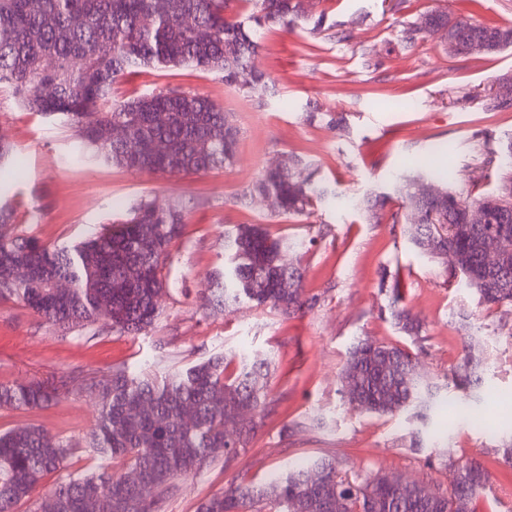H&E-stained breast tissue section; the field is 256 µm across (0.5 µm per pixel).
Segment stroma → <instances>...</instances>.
<instances>
[{
    "instance_id": "obj_1",
    "label": "stroma",
    "mask_w": 512,
    "mask_h": 512,
    "mask_svg": "<svg viewBox=\"0 0 512 512\" xmlns=\"http://www.w3.org/2000/svg\"><path fill=\"white\" fill-rule=\"evenodd\" d=\"M325 26L304 21L266 28L256 70L268 77L263 94L226 84L222 75L193 67H146L119 78L113 102L147 92L199 93L222 106L239 130L230 165L207 172L160 177L112 163L85 164L77 139L58 121L20 106L0 91V130L13 149L0 166V200L14 209L16 231L42 242H73L124 219L149 200L182 201L185 225L164 273L162 314L142 335L123 336L103 325L61 334L26 307L0 300V382H46L70 377L74 388L32 412L0 410V430L36 424L73 440L75 467L91 466L83 438L96 402L77 391L84 375L116 367L174 371L216 355L272 356L273 401L261 427L232 466L215 462L180 480L164 512H196L198 504L231 482H264L289 467L331 455L346 468L368 466L438 486L445 452H466L488 475L473 512H512V467L496 445L512 434V311L480 305L448 264L408 241L402 209L393 200L380 223H369L347 199L391 192L396 175L429 172L433 187L453 175L456 190L493 192L512 142V108L486 110L499 85L512 84V48L452 57L434 33L404 48V30L439 10L455 17L512 26V0H315ZM298 154L332 191L307 215L274 213L255 196L239 203L260 174ZM238 224H262L296 242L290 261L304 270L306 295L317 304L285 317L270 307L239 304L207 314L199 297L210 273L224 264V234ZM402 303L419 317L420 338L399 332L390 314L394 282ZM476 339L487 359L482 397L464 402L456 392L437 403L423 436L407 415L354 410L340 393L339 371L359 340L407 349L420 369L443 381L462 343Z\"/></svg>"
}]
</instances>
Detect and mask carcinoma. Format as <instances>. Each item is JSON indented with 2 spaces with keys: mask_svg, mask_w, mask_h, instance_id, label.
<instances>
[{
  "mask_svg": "<svg viewBox=\"0 0 512 512\" xmlns=\"http://www.w3.org/2000/svg\"><path fill=\"white\" fill-rule=\"evenodd\" d=\"M257 13L242 19L232 0H167L159 12L155 0H0V85L33 112L56 116L70 126L91 161L112 162L159 175L205 172L232 162L239 131L223 107L208 97L169 90L111 104L116 78L142 66H192L224 74L235 84L250 77L252 93L266 90L265 76L254 69L261 48L259 31L297 19L321 28L309 0H258ZM482 40L484 53L512 46V28L458 18L448 30L454 56L467 43ZM127 128L134 146L112 139V127ZM160 141L167 152L157 154ZM283 169H269L249 195H271L280 215L308 214L328 198L329 190L306 172L299 156L284 159ZM419 174L398 175L393 192L406 214L408 240L420 252L441 260L455 253L458 272L487 307L512 306V222L473 224L468 211L495 206L512 211V175L497 193L472 198L453 190L438 198L419 196ZM389 196L370 193L355 201L366 218L381 220ZM182 204L159 207L142 201L129 216L74 244L42 243L14 232L13 212L0 206V299L15 300L46 323L65 332L102 323L119 334L136 336L161 316L166 291L163 269L170 247L181 238ZM495 239L503 264L489 267L484 245ZM296 243L274 236L262 224H238L224 237L226 262L214 270L201 307L222 313L241 301L269 306L291 315L315 305L305 295L304 273L286 260ZM26 270L18 278L13 271ZM62 280L68 288L53 284ZM395 325L419 336L421 322L391 302ZM483 359L466 349L439 384L419 371L415 358L393 344L360 340L349 350L340 372L343 394L355 409L383 416L411 414L426 424L429 411L450 388L464 398H480ZM226 357L217 355L164 376L125 367L93 376L86 389L98 413L85 435V451L97 465L73 468V445L36 425L0 432V512L35 505L43 478L58 475L46 493L58 512H161L178 491V481L224 459L229 467L245 451L270 406L268 382L273 359L242 355L234 374H226ZM68 382L45 385L0 383V410H33L55 401ZM240 416L237 438L225 437V422ZM446 485L427 495L425 485L398 486L382 471L344 469L321 457L277 475L264 484L240 482L203 499L197 512H471L486 483V470L473 457L441 456ZM143 473L154 496L139 500L124 478ZM327 483L317 485L313 474Z\"/></svg>",
  "mask_w": 512,
  "mask_h": 512,
  "instance_id": "cac0c4a2",
  "label": "carcinoma"
}]
</instances>
